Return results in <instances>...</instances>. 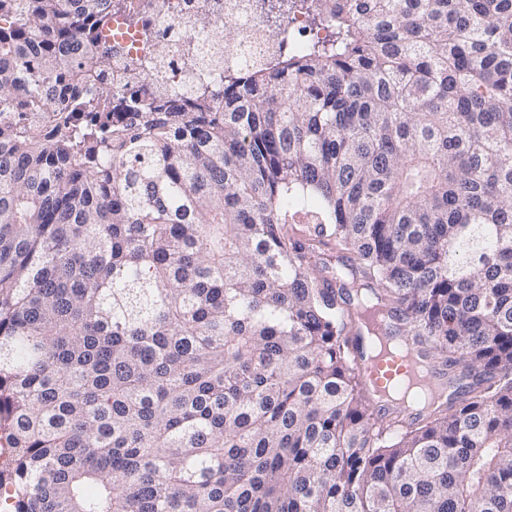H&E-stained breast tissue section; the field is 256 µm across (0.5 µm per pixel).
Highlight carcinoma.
Listing matches in <instances>:
<instances>
[{
  "instance_id": "carcinoma-1",
  "label": "carcinoma",
  "mask_w": 512,
  "mask_h": 512,
  "mask_svg": "<svg viewBox=\"0 0 512 512\" xmlns=\"http://www.w3.org/2000/svg\"><path fill=\"white\" fill-rule=\"evenodd\" d=\"M112 2L0 0L12 512H512V0H312L126 120ZM381 327L453 398L377 414Z\"/></svg>"
}]
</instances>
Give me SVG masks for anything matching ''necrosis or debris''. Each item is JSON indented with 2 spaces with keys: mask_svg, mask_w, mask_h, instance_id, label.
<instances>
[{
  "mask_svg": "<svg viewBox=\"0 0 512 512\" xmlns=\"http://www.w3.org/2000/svg\"><path fill=\"white\" fill-rule=\"evenodd\" d=\"M308 0H121L112 10V86L118 97L125 87L126 64L150 58L151 78L166 75L172 87L192 96L198 71L185 60L188 46L198 56L215 58L208 71L214 80L248 68L268 67L301 51L310 31ZM208 13L217 28L198 39L195 21Z\"/></svg>",
  "mask_w": 512,
  "mask_h": 512,
  "instance_id": "necrosis-or-debris-1",
  "label": "necrosis or debris"
}]
</instances>
